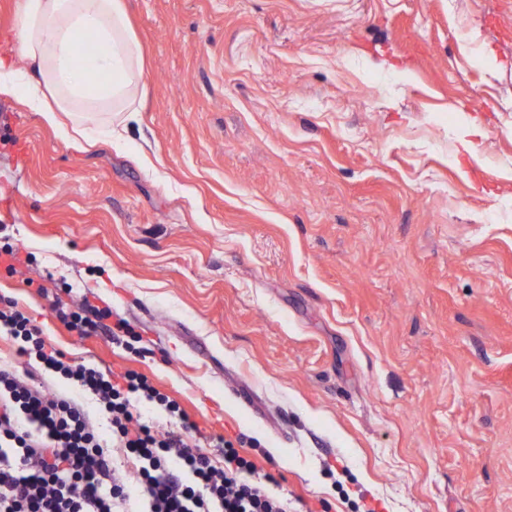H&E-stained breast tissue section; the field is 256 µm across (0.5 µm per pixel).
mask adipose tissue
Returning <instances> with one entry per match:
<instances>
[{
    "instance_id": "1",
    "label": "adipose tissue",
    "mask_w": 512,
    "mask_h": 512,
    "mask_svg": "<svg viewBox=\"0 0 512 512\" xmlns=\"http://www.w3.org/2000/svg\"><path fill=\"white\" fill-rule=\"evenodd\" d=\"M81 34L95 43L82 58ZM14 37L27 69L0 57V94L20 95L47 122L67 113L82 135L111 126L113 114L140 111L145 59L124 0H18Z\"/></svg>"
}]
</instances>
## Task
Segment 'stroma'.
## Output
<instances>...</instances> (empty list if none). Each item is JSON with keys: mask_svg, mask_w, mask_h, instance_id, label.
Masks as SVG:
<instances>
[{"mask_svg": "<svg viewBox=\"0 0 512 512\" xmlns=\"http://www.w3.org/2000/svg\"><path fill=\"white\" fill-rule=\"evenodd\" d=\"M125 2L135 119L0 95V297L292 512H512V0ZM55 318L69 331L79 337H89L106 333L116 337L117 333L129 331L128 324L122 319L112 322V308L109 305H96L87 297L83 299L78 310L53 306Z\"/></svg>", "mask_w": 512, "mask_h": 512, "instance_id": "1", "label": "stroma"}]
</instances>
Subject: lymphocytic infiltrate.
Segmentation results:
<instances>
[{"instance_id": "lymphocytic-infiltrate-1", "label": "lymphocytic infiltrate", "mask_w": 512, "mask_h": 512, "mask_svg": "<svg viewBox=\"0 0 512 512\" xmlns=\"http://www.w3.org/2000/svg\"><path fill=\"white\" fill-rule=\"evenodd\" d=\"M53 312L79 337L129 330L110 306L87 299ZM0 336L77 392L38 389L28 375L0 366V512H129L133 505L139 512H288L231 442L203 448L198 424L145 375L64 358L2 298ZM143 406L164 413L169 428L143 421ZM115 447L138 461L136 480L122 473Z\"/></svg>"}]
</instances>
